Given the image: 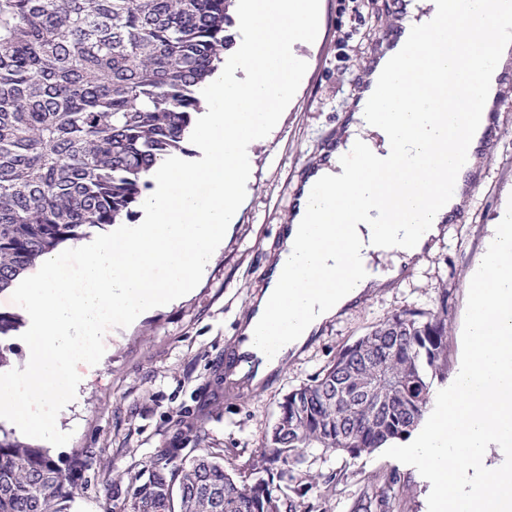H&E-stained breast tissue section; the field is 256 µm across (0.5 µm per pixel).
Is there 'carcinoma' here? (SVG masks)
<instances>
[{"instance_id": "cac0c4a2", "label": "carcinoma", "mask_w": 512, "mask_h": 512, "mask_svg": "<svg viewBox=\"0 0 512 512\" xmlns=\"http://www.w3.org/2000/svg\"><path fill=\"white\" fill-rule=\"evenodd\" d=\"M233 0H0V292L59 245L134 215L146 173L184 152L201 89L232 45ZM20 319L0 310L1 339ZM444 320L404 309L289 392L262 448L264 476L238 483L204 448L117 477L121 512H302L283 499L311 448L352 457L409 439L444 377ZM288 460V471L278 462ZM44 448L0 430V512H71ZM363 512H391L385 492Z\"/></svg>"}]
</instances>
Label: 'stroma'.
Returning a JSON list of instances; mask_svg holds the SVG:
<instances>
[{
    "label": "stroma",
    "mask_w": 512,
    "mask_h": 512,
    "mask_svg": "<svg viewBox=\"0 0 512 512\" xmlns=\"http://www.w3.org/2000/svg\"><path fill=\"white\" fill-rule=\"evenodd\" d=\"M398 15L397 0H321L319 38L296 47L307 71L292 103L271 139L247 149L252 181L220 254L185 298L105 335L100 369L60 415V429L71 439L49 452L79 490L74 512H111L123 499L114 485L117 475L173 448L190 454L199 431L226 470L252 482L284 396L397 311L416 308L444 318L446 379L455 380L470 276L484 257L490 224L512 195V85L498 101L495 137L461 215L446 224L433 251L404 276L343 309L261 389L230 390L224 384V354L264 283L301 176L352 112L380 37L396 28ZM392 473L399 478L392 489L394 512H428L430 482L415 467L378 451L353 458L312 450L280 492L304 487L311 512H351Z\"/></svg>",
    "instance_id": "1"
}]
</instances>
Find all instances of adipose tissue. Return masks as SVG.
<instances>
[{
	"mask_svg": "<svg viewBox=\"0 0 512 512\" xmlns=\"http://www.w3.org/2000/svg\"><path fill=\"white\" fill-rule=\"evenodd\" d=\"M458 15L471 44L483 45V55L464 48L435 51ZM401 26L400 39L371 64L335 149L306 175L268 282L254 297L241 334L254 332L283 288L300 287L297 268L317 280L344 274L346 284L336 294L306 295L289 305L285 315L292 332L284 350L297 352L340 310L398 277L408 260L436 245L444 224L463 207L480 155L459 160L455 138L428 117L424 84L445 80L456 70L473 73V87L450 93L443 108L469 113L466 132L479 139L493 119L498 78L512 64V0H457L452 10L446 0H412ZM398 155L416 162L402 178L378 179ZM404 183L414 188L406 198L400 195ZM435 197L440 200L436 207L431 204ZM402 208L422 210L420 223H402ZM389 252L394 255L391 268L373 270V254Z\"/></svg>",
	"mask_w": 512,
	"mask_h": 512,
	"instance_id": "1",
	"label": "adipose tissue"
}]
</instances>
